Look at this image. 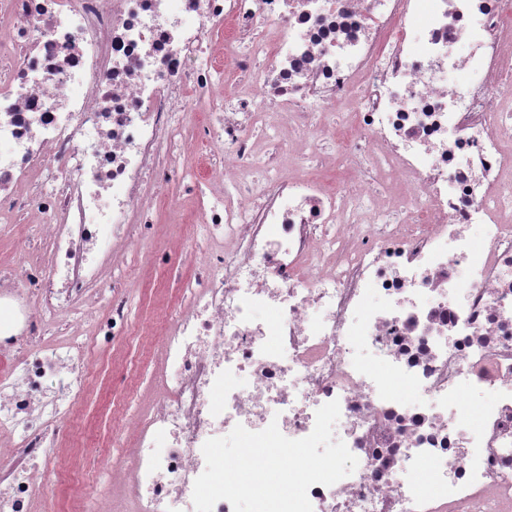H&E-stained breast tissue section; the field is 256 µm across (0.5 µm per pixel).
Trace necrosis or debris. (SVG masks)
<instances>
[{
    "mask_svg": "<svg viewBox=\"0 0 512 512\" xmlns=\"http://www.w3.org/2000/svg\"><path fill=\"white\" fill-rule=\"evenodd\" d=\"M329 139L348 179L283 172ZM173 180L207 247L102 512H195L206 440L333 400L358 465L313 512H512V0H0V219L50 245L0 271V512H37L91 290Z\"/></svg>",
    "mask_w": 512,
    "mask_h": 512,
    "instance_id": "necrosis-or-debris-1",
    "label": "necrosis or debris"
}]
</instances>
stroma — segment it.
<instances>
[{"mask_svg":"<svg viewBox=\"0 0 512 512\" xmlns=\"http://www.w3.org/2000/svg\"><path fill=\"white\" fill-rule=\"evenodd\" d=\"M188 231V225L160 215L155 230L116 263L115 283L127 299L132 333L108 338L96 334L93 325L85 326L99 365L73 410L69 435L53 448L54 470L41 493L42 512H63L67 480L73 476L82 479L83 502L97 496L99 476L110 464L109 458L99 456V448L110 439L124 438L129 419L153 396L167 306L181 297L188 276L173 245Z\"/></svg>","mask_w":512,"mask_h":512,"instance_id":"stroma-1","label":"stroma"}]
</instances>
